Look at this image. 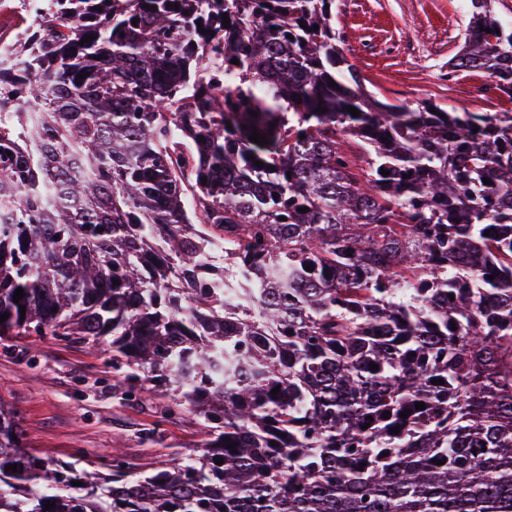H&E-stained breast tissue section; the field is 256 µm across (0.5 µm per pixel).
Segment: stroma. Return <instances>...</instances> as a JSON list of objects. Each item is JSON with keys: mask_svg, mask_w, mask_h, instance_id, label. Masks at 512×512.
Masks as SVG:
<instances>
[{"mask_svg": "<svg viewBox=\"0 0 512 512\" xmlns=\"http://www.w3.org/2000/svg\"><path fill=\"white\" fill-rule=\"evenodd\" d=\"M337 15L346 55L368 90L391 103L427 99L445 110H473L471 87L486 73L448 77L469 16L463 0H358ZM109 344L92 351L50 336L0 341V401L16 414L38 455L87 470L119 454L151 471L194 454L206 438L191 412L170 414L160 395L144 403L115 389Z\"/></svg>", "mask_w": 512, "mask_h": 512, "instance_id": "obj_1", "label": "stroma"}]
</instances>
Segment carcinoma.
<instances>
[{"mask_svg":"<svg viewBox=\"0 0 512 512\" xmlns=\"http://www.w3.org/2000/svg\"><path fill=\"white\" fill-rule=\"evenodd\" d=\"M335 4L48 0L16 32L0 339L110 336L114 387L208 439L83 471L1 404L0 512H512V112L378 99ZM470 4L448 76L512 98V26Z\"/></svg>","mask_w":512,"mask_h":512,"instance_id":"1","label":"carcinoma"}]
</instances>
